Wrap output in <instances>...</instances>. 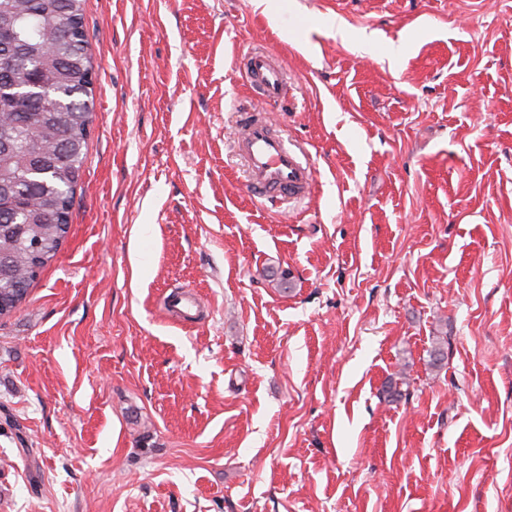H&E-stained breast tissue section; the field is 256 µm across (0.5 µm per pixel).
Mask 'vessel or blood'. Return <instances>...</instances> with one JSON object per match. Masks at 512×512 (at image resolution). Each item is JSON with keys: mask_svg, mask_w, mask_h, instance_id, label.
<instances>
[{"mask_svg": "<svg viewBox=\"0 0 512 512\" xmlns=\"http://www.w3.org/2000/svg\"><path fill=\"white\" fill-rule=\"evenodd\" d=\"M243 69L262 99L281 101L286 89L284 72L267 52L249 53ZM237 147L247 162L248 191L254 198H295L310 192L314 174L305 156L265 121L242 117Z\"/></svg>", "mask_w": 512, "mask_h": 512, "instance_id": "obj_1", "label": "vessel or blood"}]
</instances>
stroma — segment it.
<instances>
[{"label":"stroma","mask_w":512,"mask_h":512,"mask_svg":"<svg viewBox=\"0 0 512 512\" xmlns=\"http://www.w3.org/2000/svg\"><path fill=\"white\" fill-rule=\"evenodd\" d=\"M84 27L69 232L0 319V512H512V0H85ZM252 49L316 172L296 203L245 190ZM248 82L258 90L264 100L276 103L283 101L286 81L282 67L263 50L249 53L243 62Z\"/></svg>","instance_id":"1"}]
</instances>
